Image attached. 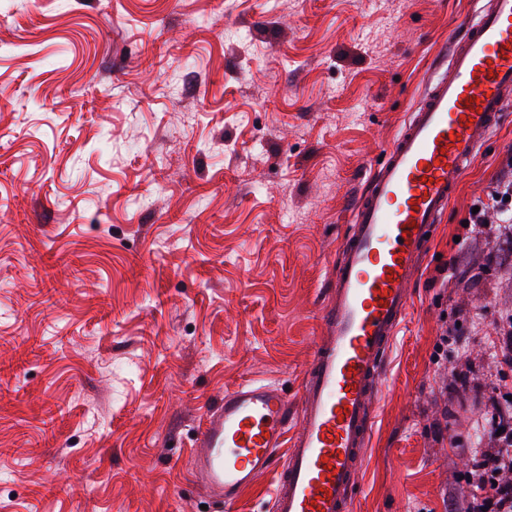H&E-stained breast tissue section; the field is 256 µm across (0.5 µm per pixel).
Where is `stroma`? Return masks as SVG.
Listing matches in <instances>:
<instances>
[{
	"mask_svg": "<svg viewBox=\"0 0 512 512\" xmlns=\"http://www.w3.org/2000/svg\"><path fill=\"white\" fill-rule=\"evenodd\" d=\"M473 0H0V512H203L225 390L299 410L356 196ZM437 224L354 512H464L512 226Z\"/></svg>",
	"mask_w": 512,
	"mask_h": 512,
	"instance_id": "1",
	"label": "stroma"
}]
</instances>
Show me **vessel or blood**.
I'll return each mask as SVG.
<instances>
[{"instance_id":"b4317fda","label":"vessel or blood","mask_w":512,"mask_h":512,"mask_svg":"<svg viewBox=\"0 0 512 512\" xmlns=\"http://www.w3.org/2000/svg\"><path fill=\"white\" fill-rule=\"evenodd\" d=\"M476 2L350 212L297 421L281 389L258 381L207 410L193 464L212 505L275 468L271 512H351L431 232L512 101V0Z\"/></svg>"}]
</instances>
